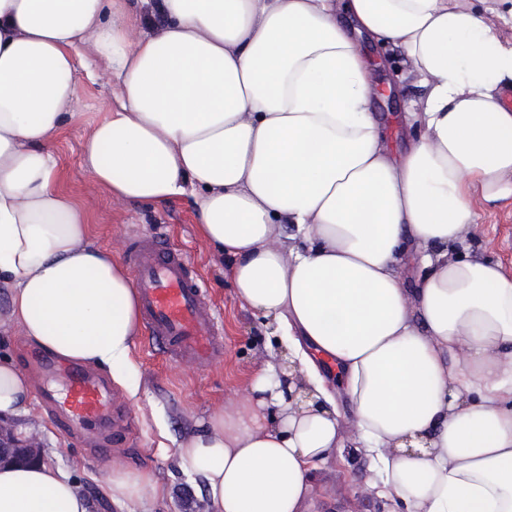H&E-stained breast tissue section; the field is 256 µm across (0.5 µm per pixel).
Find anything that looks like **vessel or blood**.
Wrapping results in <instances>:
<instances>
[{
	"label": "vessel or blood",
	"instance_id": "1",
	"mask_svg": "<svg viewBox=\"0 0 512 512\" xmlns=\"http://www.w3.org/2000/svg\"><path fill=\"white\" fill-rule=\"evenodd\" d=\"M126 261L134 276L149 343L166 359L191 358L206 364L222 356L223 337L203 282L192 277L184 253L166 239H138ZM44 403L77 428L109 415L108 386L96 374L69 367L64 390H46Z\"/></svg>",
	"mask_w": 512,
	"mask_h": 512
}]
</instances>
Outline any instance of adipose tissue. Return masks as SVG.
<instances>
[{
    "mask_svg": "<svg viewBox=\"0 0 512 512\" xmlns=\"http://www.w3.org/2000/svg\"><path fill=\"white\" fill-rule=\"evenodd\" d=\"M133 39L126 0H0V282L29 344L108 371L130 397L137 293L87 246L55 188L52 133L78 95L91 42L119 105L83 143L113 196L187 195L236 297L285 341L231 410L178 455L214 512H305L341 445L337 367L380 497L404 512H512V279L449 257L479 211L512 199V44L459 0H158ZM400 49L427 93L422 135L398 157L381 135L353 34ZM294 230L299 245L287 244ZM415 288L402 285L411 266ZM27 376L0 357V414H24ZM117 508L165 493L151 470L115 469ZM72 476L0 468V512H92Z\"/></svg>",
    "mask_w": 512,
    "mask_h": 512,
    "instance_id": "obj_1",
    "label": "adipose tissue"
}]
</instances>
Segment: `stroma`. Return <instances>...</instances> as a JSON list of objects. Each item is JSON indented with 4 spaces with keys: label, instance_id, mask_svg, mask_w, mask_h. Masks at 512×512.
<instances>
[{
    "label": "stroma",
    "instance_id": "1",
    "mask_svg": "<svg viewBox=\"0 0 512 512\" xmlns=\"http://www.w3.org/2000/svg\"><path fill=\"white\" fill-rule=\"evenodd\" d=\"M358 42L372 69L377 94L376 112L385 116L384 137L392 153L406 150L422 133L408 120L409 101L424 97L418 78L401 64L398 50L381 46L366 36ZM74 80L78 96L69 105L70 119L51 136L56 159L55 187L83 211L88 225L86 242L124 260L135 239L160 235L183 249L191 275L200 277L224 329V354L208 365L182 359L166 361L142 336H135L132 358L138 399H131L119 385H112V407L124 418L121 441L105 446L111 423L92 431L67 430L33 398L22 419L27 429L38 433L50 465L69 471L95 503L94 512H117L103 487L115 468H151L167 495L152 503L151 512H214V506L199 485L182 468L177 454L181 440L202 429L210 415L231 409L245 396L253 370L269 358L278 345L264 320L235 296L230 263L209 247L196 222L190 198L149 206L113 198L81 163V147L112 108L117 107L116 88L102 61L93 60L90 47H82L76 59ZM481 234L468 242L470 255L501 264L512 277V203L481 214ZM14 356L20 370L29 375L33 388L49 383L64 385V368L50 375L41 370L42 351L23 340L18 325H0V354ZM350 410L342 412L343 446L316 473L306 512H391V502L380 499L370 487L371 473L351 427ZM108 447L107 456L97 455Z\"/></svg>",
    "mask_w": 512,
    "mask_h": 512
}]
</instances>
